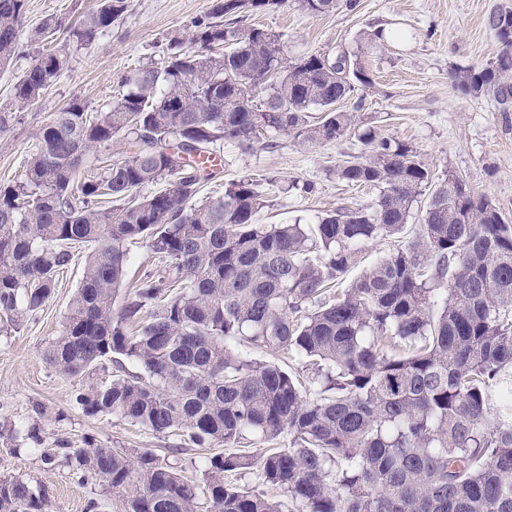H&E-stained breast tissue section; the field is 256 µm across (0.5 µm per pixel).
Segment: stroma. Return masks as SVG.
Here are the masks:
<instances>
[{
	"label": "stroma",
	"instance_id": "35a3bbf8",
	"mask_svg": "<svg viewBox=\"0 0 512 512\" xmlns=\"http://www.w3.org/2000/svg\"><path fill=\"white\" fill-rule=\"evenodd\" d=\"M96 3L27 0L25 25L31 30L49 17L71 23ZM208 7L209 0H128L122 23L91 46L78 49L57 38L53 47L70 57L69 69L42 97L21 103L13 95L14 78L38 49L25 44L24 57L0 68V110L12 114L9 127L0 132V182L21 172L55 112L75 98L92 109L113 100L139 68L162 66L170 40L185 35ZM496 9L512 10V0H360L357 11L319 16L304 11L298 0H288L280 10L251 22L279 34L281 48L291 58L316 51L353 55L363 30L383 29L381 45L362 60L373 84L345 100L344 109L355 113L358 126L415 146L435 178L449 173L463 177L512 218V112H497L487 99L455 92L449 78L453 69L484 65L499 52L486 25L487 15ZM362 150L351 133L313 146L280 135L274 145L262 140L248 151L228 142L218 176L201 195L221 197L225 182L248 176L259 181L268 201L259 223L314 224L340 207L375 199L376 190L346 186L333 173L343 156ZM293 180L314 184V192H285L284 184ZM125 249L124 286L116 298L120 304L144 272L162 267L146 241H129ZM82 268V258H75L36 314L15 326L0 322V425L33 424L43 438L38 449H17L0 440V476L28 479L45 493L50 512H123L120 494L98 480H79L63 462L48 464L42 458L58 440L77 445L88 436L102 448L153 449L179 466L187 481L203 487V455L179 454L183 440L177 433L159 435L112 416L84 417L71 405L80 379L61 375L46 363L43 352L62 330Z\"/></svg>",
	"mask_w": 512,
	"mask_h": 512
}]
</instances>
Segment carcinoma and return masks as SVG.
Returning <instances> with one entry per match:
<instances>
[{
	"mask_svg": "<svg viewBox=\"0 0 512 512\" xmlns=\"http://www.w3.org/2000/svg\"><path fill=\"white\" fill-rule=\"evenodd\" d=\"M304 11L353 12L359 0H299ZM288 0H210L161 68L145 66L115 101L89 111L74 99L42 131L21 173L0 186V316L16 322L50 298L56 275L85 248L83 276L61 334L44 351L58 373L88 375L120 358L141 371L83 385L73 407L157 434L181 433L206 457L208 512H283L265 491L224 482L259 471L295 512H512V223L493 201L450 174L434 181L412 145L368 128L364 151L336 179L373 187L316 224H257L266 206L251 178L197 201L215 171L199 158L226 141L249 150L268 133L302 144L333 141L354 125L338 104L372 79L359 59L325 52L288 60L279 35L244 21ZM26 0H0V68L20 55ZM127 0H99L74 24L44 20L82 47L123 20ZM487 26L501 45L483 66L451 72L453 88L512 112V10ZM229 54L211 55L214 44ZM39 52L14 97H42L69 67ZM321 120L312 124L308 112ZM115 140L132 151L108 163ZM90 172L80 178L81 170ZM165 188L143 196L148 185ZM427 196L415 237L330 298L374 243L403 231ZM164 262L143 274L118 310L127 241ZM299 358L311 385L238 350ZM291 436L255 459L236 448ZM40 443L39 428L0 438ZM231 448L224 453L221 448ZM124 495V512H199L196 487L148 448L68 440L44 455ZM0 512H48L23 478H0Z\"/></svg>",
	"mask_w": 512,
	"mask_h": 512,
	"instance_id": "1",
	"label": "carcinoma"
}]
</instances>
